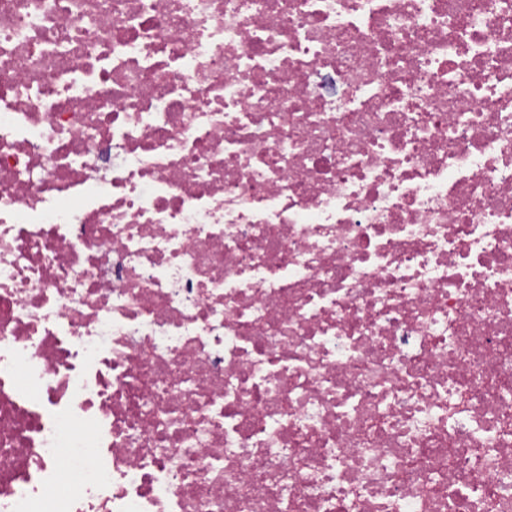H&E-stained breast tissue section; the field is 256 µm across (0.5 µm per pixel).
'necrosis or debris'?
Instances as JSON below:
<instances>
[{
  "instance_id": "necrosis-or-debris-1",
  "label": "necrosis or debris",
  "mask_w": 512,
  "mask_h": 512,
  "mask_svg": "<svg viewBox=\"0 0 512 512\" xmlns=\"http://www.w3.org/2000/svg\"><path fill=\"white\" fill-rule=\"evenodd\" d=\"M512 0H0V512H512Z\"/></svg>"
}]
</instances>
